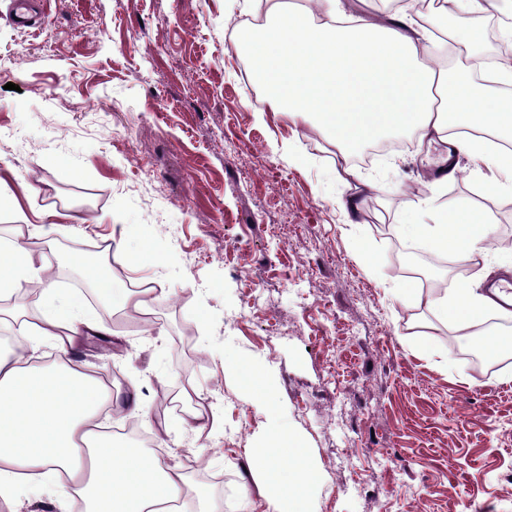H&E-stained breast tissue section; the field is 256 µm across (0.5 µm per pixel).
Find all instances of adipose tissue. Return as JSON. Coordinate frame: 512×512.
<instances>
[{
    "mask_svg": "<svg viewBox=\"0 0 512 512\" xmlns=\"http://www.w3.org/2000/svg\"><path fill=\"white\" fill-rule=\"evenodd\" d=\"M340 0H272L264 25L239 29L236 45L251 62L253 79L265 87L270 110L289 122L313 118L340 161L342 180L357 178L351 157L362 146L395 132L419 141L453 143L477 163L487 193L512 190V151L495 147L512 137V98L487 94L469 68L437 64L435 32L448 31L461 48L482 42L478 28H449L454 11L488 12L491 0H436L427 14L409 7L385 10L375 23L350 18ZM453 126L467 136L449 139ZM487 214L465 207L432 224L402 227L409 242L426 240L454 258H471L490 243ZM36 225H16L0 241V302L39 284L41 292L11 320L32 348L50 344L52 367L0 353V503L14 506L20 495L40 498L50 488L64 491L60 512H168L185 500V512H213L208 496L192 490L180 468L133 447L123 437H103L102 412L124 409V393L69 358L84 336L112 333L110 323L79 294L55 287L52 265L25 242ZM69 262L84 273L95 296L115 311L149 315L162 293L100 271L97 255L76 253ZM438 321L460 335H475L490 316L512 320V307L490 293L460 287L432 301ZM251 472L262 477L269 512H309L317 475L297 438L283 431L269 446L253 451Z\"/></svg>",
    "mask_w": 512,
    "mask_h": 512,
    "instance_id": "ef3b65f1",
    "label": "adipose tissue"
}]
</instances>
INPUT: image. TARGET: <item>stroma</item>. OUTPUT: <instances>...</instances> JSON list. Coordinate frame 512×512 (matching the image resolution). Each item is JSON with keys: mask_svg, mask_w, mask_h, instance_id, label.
<instances>
[{"mask_svg": "<svg viewBox=\"0 0 512 512\" xmlns=\"http://www.w3.org/2000/svg\"><path fill=\"white\" fill-rule=\"evenodd\" d=\"M250 0H45L35 28L0 0V177L19 206L0 205V234L41 211L61 225L51 246L56 286L80 279L68 259L123 240L102 263L153 279L164 297L154 329L113 319L105 342L77 358L118 367L140 428L162 439L164 463L235 512H266L249 452L289 425L319 475L313 512H512V354L469 363L475 344L438 322L436 290L512 271V249L469 264L395 270L400 225L468 202L512 227V191L488 195L478 172L441 180L432 145L374 156L356 185L338 153L306 125L258 112L263 89L232 28ZM358 195L360 209L342 203ZM155 262L129 269L125 252ZM418 289L421 302L398 299ZM237 368L225 370V356ZM197 389L217 427L195 435L174 407Z\"/></svg>", "mask_w": 512, "mask_h": 512, "instance_id": "stroma-1", "label": "stroma"}]
</instances>
